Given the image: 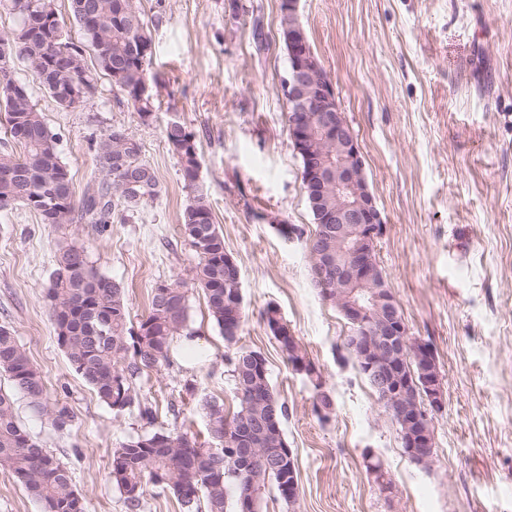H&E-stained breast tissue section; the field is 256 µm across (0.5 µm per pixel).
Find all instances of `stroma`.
Masks as SVG:
<instances>
[{
  "mask_svg": "<svg viewBox=\"0 0 512 512\" xmlns=\"http://www.w3.org/2000/svg\"><path fill=\"white\" fill-rule=\"evenodd\" d=\"M152 38L155 114L142 122L124 92L99 76L89 104L60 107L15 60L76 192L100 179L92 140L135 135L156 172L157 199L110 223H41L26 208L0 209V325L40 371L65 429L16 396L23 428L70 471L87 512H126L108 478L112 453L154 428L207 438L203 399L238 405L224 338L194 281L197 256L182 230L189 203L165 127L195 136L198 185L224 250L241 270L245 323L239 347L267 360L288 415L283 432L298 469L287 505L267 486L259 512H512V0H300L298 20L330 76L360 147L384 221L376 254L408 333L430 341L444 406L434 415L435 462L405 454L399 428L375 393L343 361L345 318L309 275L304 240L279 224L313 231L302 165L289 137L281 83L288 54L280 0H137ZM86 247L100 273L125 291L131 325L149 312L151 291L186 292L189 326L201 344L173 346L168 364L135 389L156 410L115 412L84 382L58 345L46 296L61 239ZM276 307L320 370L334 406L314 410L315 390L286 362L262 314ZM193 393H186V384ZM380 459L392 493L366 469Z\"/></svg>",
  "mask_w": 512,
  "mask_h": 512,
  "instance_id": "1",
  "label": "stroma"
}]
</instances>
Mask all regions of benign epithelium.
<instances>
[{"instance_id": "1", "label": "benign epithelium", "mask_w": 512, "mask_h": 512, "mask_svg": "<svg viewBox=\"0 0 512 512\" xmlns=\"http://www.w3.org/2000/svg\"><path fill=\"white\" fill-rule=\"evenodd\" d=\"M15 14L30 13L51 27L55 16L33 0H15ZM12 39L0 40V81L11 80ZM288 77L282 92L291 110L288 131L302 153V179L314 186L316 202L331 196L336 204L319 212L322 238L336 248H321L312 257L336 286L334 303L350 324L352 346L360 347L369 362L367 373L382 402L399 416L405 454L428 469L434 461L431 428L414 429L420 421L432 422L430 413L444 405L440 377L430 375L433 364L426 341L411 337L394 295L373 280L370 255L383 232V219L363 175L360 147L336 100L334 86L301 25L288 31ZM275 418L243 419L226 430L224 443L233 449L232 461L243 471L272 464L291 467V449L256 447V437L271 433Z\"/></svg>"}]
</instances>
